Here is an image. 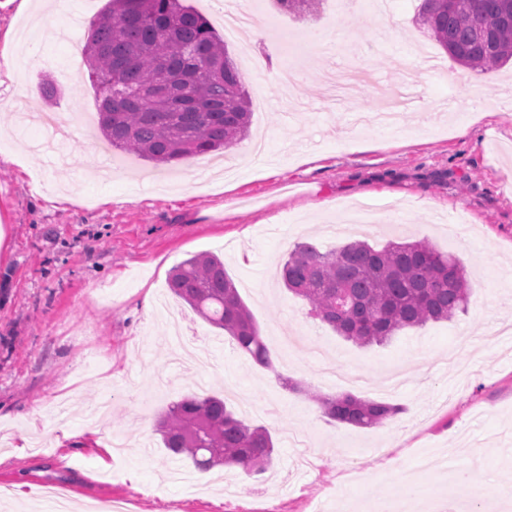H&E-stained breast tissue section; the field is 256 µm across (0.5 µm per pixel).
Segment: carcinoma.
I'll return each instance as SVG.
<instances>
[{
    "label": "carcinoma",
    "mask_w": 512,
    "mask_h": 512,
    "mask_svg": "<svg viewBox=\"0 0 512 512\" xmlns=\"http://www.w3.org/2000/svg\"><path fill=\"white\" fill-rule=\"evenodd\" d=\"M275 2L303 17L316 14L323 0ZM417 18L463 66L491 71L512 60V0H421ZM85 65L97 89L100 129L114 148L169 163L230 148L250 127V99L224 40L181 0H108L90 25ZM281 279L314 317L360 347L448 321L467 311L470 298L462 263L424 240L380 249L352 241L329 251L299 243ZM169 288L255 363L270 364L253 313L217 255L182 261ZM314 399L325 417L356 427L381 425L400 412L349 394ZM157 431L168 452L199 471L234 465L253 479L273 460L271 433L246 424L216 394L170 402Z\"/></svg>",
    "instance_id": "carcinoma-1"
}]
</instances>
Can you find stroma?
Instances as JSON below:
<instances>
[{"label": "stroma", "mask_w": 512, "mask_h": 512, "mask_svg": "<svg viewBox=\"0 0 512 512\" xmlns=\"http://www.w3.org/2000/svg\"><path fill=\"white\" fill-rule=\"evenodd\" d=\"M261 44L228 41L256 106L249 133L216 151L230 179L201 175L203 157L161 164L103 155L96 92L83 68L59 76L64 46L0 37L21 58L0 68V512H38L46 488L72 512L128 499L131 512H368L413 487H441L457 512H512L487 492L512 488V109L498 90L512 65L426 71L445 51L416 23L419 0L387 13L323 0L329 43L271 0H242ZM297 63L296 82L273 79ZM371 71L334 103L336 66ZM58 83L52 102L22 88ZM70 120L60 152L31 150L17 108ZM428 240L458 258L467 312L359 347L287 292L278 269L296 243ZM211 252L268 344L304 350L264 367L168 288L169 272ZM223 393L250 426L269 429L274 460L261 491L233 468L196 471L167 454L157 415L182 395ZM351 393L398 406L383 425L323 417L313 394ZM467 465L480 485L458 483Z\"/></svg>", "instance_id": "stroma-1"}]
</instances>
